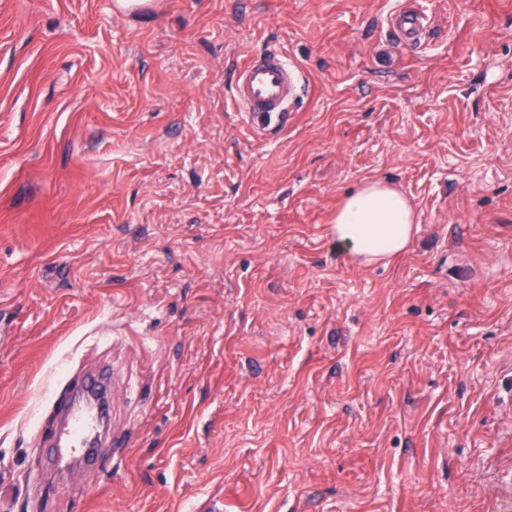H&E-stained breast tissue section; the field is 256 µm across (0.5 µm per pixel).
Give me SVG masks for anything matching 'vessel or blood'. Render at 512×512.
I'll return each instance as SVG.
<instances>
[{
  "label": "vessel or blood",
  "mask_w": 512,
  "mask_h": 512,
  "mask_svg": "<svg viewBox=\"0 0 512 512\" xmlns=\"http://www.w3.org/2000/svg\"><path fill=\"white\" fill-rule=\"evenodd\" d=\"M427 18L419 5L396 10L391 18L393 40L409 49L418 47L428 28ZM232 85L234 103L260 132L268 131L273 121L287 125L305 92L301 69L278 50L238 59ZM50 404L57 421L40 431L45 463L69 476L99 465L112 406L109 370L68 382L65 391L52 393Z\"/></svg>",
  "instance_id": "vessel-or-blood-1"
}]
</instances>
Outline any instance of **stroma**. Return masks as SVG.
Here are the masks:
<instances>
[{
    "instance_id": "stroma-1",
    "label": "stroma",
    "mask_w": 512,
    "mask_h": 512,
    "mask_svg": "<svg viewBox=\"0 0 512 512\" xmlns=\"http://www.w3.org/2000/svg\"><path fill=\"white\" fill-rule=\"evenodd\" d=\"M0 0V512H500L512 501V0ZM308 94L261 136L230 66ZM412 201L391 263L329 226ZM111 365L98 472L53 487L60 380ZM408 9L396 10L391 18L392 39L406 48H417L428 28V15L419 2ZM414 221L404 193L383 181H371L344 196L331 233L342 254L372 264L405 250Z\"/></svg>"
}]
</instances>
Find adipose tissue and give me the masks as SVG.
Wrapping results in <instances>:
<instances>
[{
  "mask_svg": "<svg viewBox=\"0 0 512 512\" xmlns=\"http://www.w3.org/2000/svg\"><path fill=\"white\" fill-rule=\"evenodd\" d=\"M414 221L404 193L385 182L371 181L344 196L331 233L341 253L372 264L405 250Z\"/></svg>",
  "mask_w": 512,
  "mask_h": 512,
  "instance_id": "adipose-tissue-1",
  "label": "adipose tissue"
}]
</instances>
